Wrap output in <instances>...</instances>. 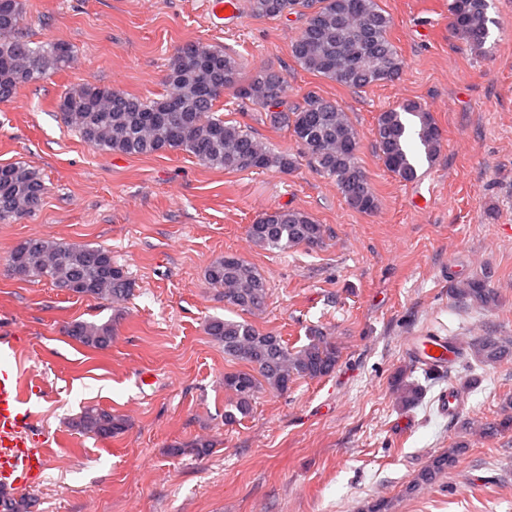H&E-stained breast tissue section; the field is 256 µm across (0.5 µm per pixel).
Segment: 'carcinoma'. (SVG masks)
I'll return each mask as SVG.
<instances>
[{"mask_svg":"<svg viewBox=\"0 0 512 512\" xmlns=\"http://www.w3.org/2000/svg\"><path fill=\"white\" fill-rule=\"evenodd\" d=\"M489 0H448L451 26L475 53H486L490 35ZM256 18H282L291 14L304 24L291 46L295 61L305 70L344 86L360 88L394 81L402 71L401 55L390 38L392 18L377 0H246ZM21 0H0V103L11 101L18 89L36 84L50 73L64 69L72 47L63 42L31 46L23 35ZM283 79L266 69L241 79L235 59L215 47L188 43L171 59L164 93L152 100L86 82L64 93L58 110L82 140L104 153L153 155L182 150L207 167L232 171L278 170L287 173L297 159L276 152L257 140L243 124H228L216 110L215 89L231 90L235 99L262 109L270 124L287 126L301 153L322 175L334 180L347 204L363 213L378 207V196L359 157V141L347 115L334 100L314 91L292 108L282 100ZM416 135L427 162H434L442 147V131L421 104L407 102L378 115L375 146L386 168L404 181L416 177L415 154L410 147ZM47 187L36 169L20 163L0 165V224H12L34 215ZM253 244L262 249L288 250L323 243L325 227L307 212L274 208L248 227ZM10 272L27 281H46L79 297L124 299L133 290L127 271L102 246L70 243L54 238H30L19 243L10 256ZM207 283L224 293V302L252 312L265 305L266 278L242 257L226 253L205 270ZM458 294L472 305L484 306L493 298L489 276L467 281ZM207 334L222 346L224 357L242 362L246 369L224 374L229 398L224 423L233 424L249 413L256 393L263 387L288 390L298 376L318 378L332 372L339 361L336 346L319 328L309 343L293 349L282 337L262 332L247 320L211 318ZM67 336L82 345L106 350L112 346L114 326L77 321ZM478 362L512 359V339H483L471 349ZM76 425L86 433L108 438L127 428L126 420L91 409ZM458 456L450 448L438 455L418 478L432 482L448 470ZM25 494L0 491V512H31Z\"/></svg>","mask_w":512,"mask_h":512,"instance_id":"cac0c4a2","label":"carcinoma"}]
</instances>
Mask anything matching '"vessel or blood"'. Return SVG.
Segmentation results:
<instances>
[{"instance_id": "1", "label": "vessel or blood", "mask_w": 512, "mask_h": 512, "mask_svg": "<svg viewBox=\"0 0 512 512\" xmlns=\"http://www.w3.org/2000/svg\"><path fill=\"white\" fill-rule=\"evenodd\" d=\"M407 351L425 368L447 369L457 347L437 334L412 336ZM12 342L0 341V487L15 489L35 482L47 466L46 453L29 431L32 391L15 367Z\"/></svg>"}]
</instances>
